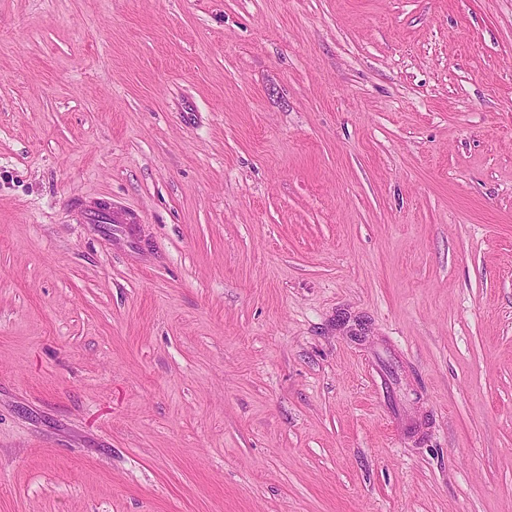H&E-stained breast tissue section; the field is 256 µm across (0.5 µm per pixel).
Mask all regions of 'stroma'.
Returning a JSON list of instances; mask_svg holds the SVG:
<instances>
[{
    "label": "stroma",
    "mask_w": 512,
    "mask_h": 512,
    "mask_svg": "<svg viewBox=\"0 0 512 512\" xmlns=\"http://www.w3.org/2000/svg\"><path fill=\"white\" fill-rule=\"evenodd\" d=\"M0 512H512V0H0Z\"/></svg>",
    "instance_id": "stroma-1"
}]
</instances>
